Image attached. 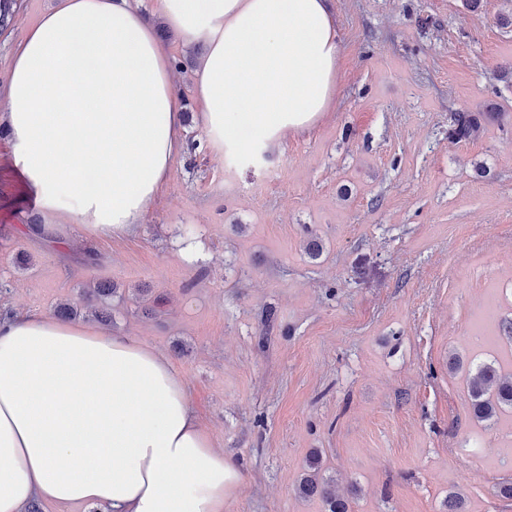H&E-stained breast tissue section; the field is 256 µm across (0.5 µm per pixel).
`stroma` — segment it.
<instances>
[{
    "label": "stroma",
    "instance_id": "obj_1",
    "mask_svg": "<svg viewBox=\"0 0 512 512\" xmlns=\"http://www.w3.org/2000/svg\"><path fill=\"white\" fill-rule=\"evenodd\" d=\"M132 2L187 56L155 0ZM333 2L336 100L277 147L213 146L194 69L175 71L183 146L133 236L39 238L1 136L0 307L51 317L112 282L111 321H78L171 360L244 474L224 512H324L296 491L315 450L351 512H446L453 491L512 512V459L492 457L499 425L472 421L466 383L497 360L471 336L512 319V0ZM55 4L19 0L0 84ZM459 112L480 133L454 144Z\"/></svg>",
    "mask_w": 512,
    "mask_h": 512
}]
</instances>
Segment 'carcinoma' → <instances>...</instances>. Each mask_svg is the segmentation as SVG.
I'll return each mask as SVG.
<instances>
[{
    "instance_id": "1",
    "label": "carcinoma",
    "mask_w": 512,
    "mask_h": 512,
    "mask_svg": "<svg viewBox=\"0 0 512 512\" xmlns=\"http://www.w3.org/2000/svg\"><path fill=\"white\" fill-rule=\"evenodd\" d=\"M477 131L478 125L474 118L459 112L448 128V140L466 142L474 138ZM115 293L116 288L104 281L96 283L87 293V303L98 305V308L91 311L94 318L104 322L110 319L106 305ZM467 385L475 422H487L508 411L512 413V373L506 374L492 364H481L476 366L474 373L467 374ZM297 491L303 497H319L326 512H349L347 500L336 495L332 480L321 475V454L317 451L310 453Z\"/></svg>"
}]
</instances>
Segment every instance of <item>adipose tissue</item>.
<instances>
[{"mask_svg": "<svg viewBox=\"0 0 512 512\" xmlns=\"http://www.w3.org/2000/svg\"><path fill=\"white\" fill-rule=\"evenodd\" d=\"M187 44L216 145L275 146L336 96L330 0H157ZM16 169L56 217L136 233L181 148L174 76L131 0H58L0 88ZM243 481L213 447L168 358L131 336L0 313V512L41 498L112 512H224Z\"/></svg>", "mask_w": 512, "mask_h": 512, "instance_id": "ef3b65f1", "label": "adipose tissue"}]
</instances>
